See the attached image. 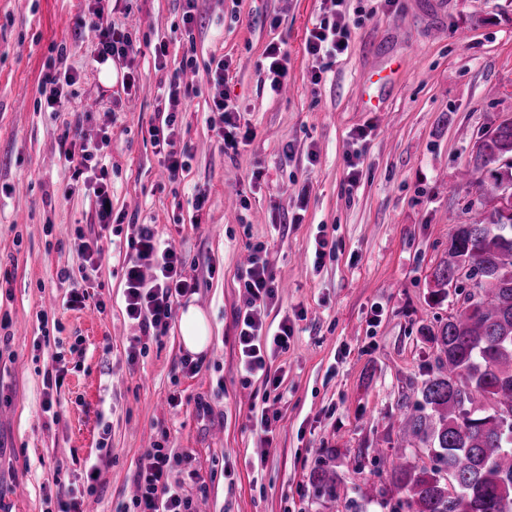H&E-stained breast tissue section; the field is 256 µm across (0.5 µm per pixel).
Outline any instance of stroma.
Here are the masks:
<instances>
[{
	"mask_svg": "<svg viewBox=\"0 0 512 512\" xmlns=\"http://www.w3.org/2000/svg\"><path fill=\"white\" fill-rule=\"evenodd\" d=\"M194 2L190 44L185 0H120L113 20L140 49V87L128 96L121 63L106 79L90 58L98 34L87 0H0V512H52L68 488L83 512H116L158 441L194 512H352L357 485L387 484L375 457L396 445L399 415L420 398L436 354L429 330L464 301L465 289L452 288L433 302L431 273L452 225L478 218L460 171L476 141L512 117V0H349V48L317 84L305 40L325 0ZM273 38L288 55L289 91L278 96L264 84ZM190 47L196 66L185 70ZM214 57L229 61L224 89L254 129L234 154L207 121ZM56 65L76 82L60 111L47 112L41 91ZM376 72L387 81L371 112L365 84ZM173 78L192 91L180 116L187 167L174 180L149 134L164 119L159 86ZM367 124L374 131L355 148L350 134ZM67 125L110 137V229L96 223L90 198L62 196L72 175L60 159ZM357 150L352 188L347 158ZM135 224L155 225L196 283L212 337L195 372L183 367L178 321L145 337L126 316ZM82 235L98 238V264L79 252ZM319 237L328 242L320 261ZM257 244L281 285L264 319L294 331L268 361L275 399L263 377L244 380L239 368L240 276ZM74 288L102 309L64 306ZM137 337L146 350L131 361ZM59 370L61 385L46 389ZM48 398L59 420L44 413ZM263 407L266 432L253 416ZM319 465L335 471V497L310 483Z\"/></svg>",
	"mask_w": 512,
	"mask_h": 512,
	"instance_id": "obj_1",
	"label": "stroma"
}]
</instances>
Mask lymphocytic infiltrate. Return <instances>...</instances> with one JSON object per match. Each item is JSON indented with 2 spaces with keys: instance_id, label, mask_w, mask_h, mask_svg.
<instances>
[{
  "instance_id": "obj_1",
  "label": "lymphocytic infiltrate",
  "mask_w": 512,
  "mask_h": 512,
  "mask_svg": "<svg viewBox=\"0 0 512 512\" xmlns=\"http://www.w3.org/2000/svg\"><path fill=\"white\" fill-rule=\"evenodd\" d=\"M91 20L99 32V42L92 52L97 63L127 61L136 54L137 47L131 35L112 22V0H92ZM330 14L310 30L306 52L312 60V78L320 80L324 61L343 54L349 47L347 0H329ZM187 95L177 80H169L161 87L166 117L162 126L153 128L156 146L165 152L169 176H178L185 167V150L180 147L177 118ZM211 123L217 124L225 149L237 150L240 143L253 135L250 125L244 124L238 106L230 95L218 93L209 107ZM63 157L73 167V179L95 197V213L101 228L112 222V197L105 182L107 166L98 142L78 140L61 135ZM125 270V311L143 331L161 335L168 329L179 297L193 293L195 285L182 270V260L176 248L161 240L154 225L137 224L128 238ZM263 245L252 247L249 263L241 277L244 288L243 306L239 311L240 326L237 342L240 365L246 376L263 375L271 389H278L277 377L269 376L266 357L287 351L293 328L280 322L276 329L264 326L261 310L278 297L279 284L263 255ZM171 453L161 444L146 449L139 461L135 480L137 492L130 505L133 512H190L191 502L180 487L170 481Z\"/></svg>"
}]
</instances>
